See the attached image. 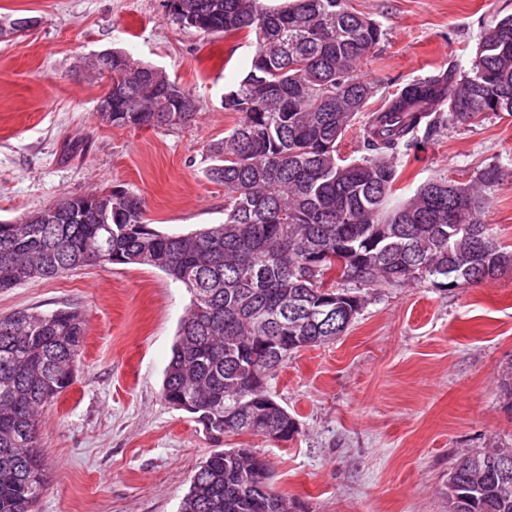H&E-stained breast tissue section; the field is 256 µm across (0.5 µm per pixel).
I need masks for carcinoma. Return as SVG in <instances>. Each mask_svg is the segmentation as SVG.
<instances>
[{
    "mask_svg": "<svg viewBox=\"0 0 512 512\" xmlns=\"http://www.w3.org/2000/svg\"><path fill=\"white\" fill-rule=\"evenodd\" d=\"M348 0H293L268 10L259 0H167L172 22L205 33L255 35L247 74L224 94L240 114L210 146L209 178L224 185V223L185 234L157 230L144 202L122 186L97 198L82 224L60 220L79 196L0 224V289L52 279L88 265L159 270L189 291L161 396L214 437L293 438L296 419L257 379L294 352L336 339L363 296L336 287L392 288L429 282L446 290L512 269V251L480 219L489 166L467 181L436 174L407 199L395 196L397 159L443 127L487 114L512 116V15L480 33L468 71L413 79L367 111L378 84L360 73L384 38L382 26ZM114 127L174 128L194 120L199 101L165 72L112 50ZM366 113V155L340 158L338 142ZM86 340L71 306L0 316V512H33L47 484L38 451V413L73 383ZM252 461L232 448L212 453L191 477L180 512L262 510ZM448 512H512V448L460 456L448 478Z\"/></svg>",
    "mask_w": 512,
    "mask_h": 512,
    "instance_id": "cac0c4a2",
    "label": "carcinoma"
}]
</instances>
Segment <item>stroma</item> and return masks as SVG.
Segmentation results:
<instances>
[{
	"mask_svg": "<svg viewBox=\"0 0 512 512\" xmlns=\"http://www.w3.org/2000/svg\"><path fill=\"white\" fill-rule=\"evenodd\" d=\"M384 40L363 67L372 107L430 71L468 70L483 26L512 0H350ZM34 18L0 41V221L56 198L123 186L148 223L188 233L224 220V187L207 175L210 146L238 116L224 95L254 46L240 33L173 23L166 0H0V18ZM121 48L189 89L200 110L175 128L111 127L96 113L107 77L91 55ZM408 196L434 173H501L483 220L512 246V116L447 126L400 157ZM190 295L143 266H86L0 290V316L72 305L87 314L74 382L43 408L38 446L48 484L35 512H178L211 453L245 446L269 463L275 491L309 512H448L457 458L512 445V270L452 290L418 283L369 290L343 336L293 353L269 381L296 419L288 442L210 436L161 397Z\"/></svg>",
	"mask_w": 512,
	"mask_h": 512,
	"instance_id": "35a3bbf8",
	"label": "stroma"
}]
</instances>
